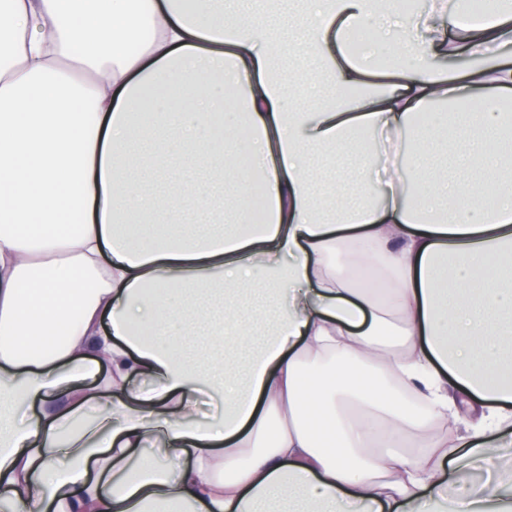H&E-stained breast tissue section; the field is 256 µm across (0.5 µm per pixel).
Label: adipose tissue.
I'll use <instances>...</instances> for the list:
<instances>
[{
  "mask_svg": "<svg viewBox=\"0 0 512 512\" xmlns=\"http://www.w3.org/2000/svg\"><path fill=\"white\" fill-rule=\"evenodd\" d=\"M268 4L0 0L12 512H512L511 480L468 481L512 445L485 429L512 404V0L477 26L445 0ZM437 98L481 109L417 124ZM146 110L180 134L142 157L154 194L126 162ZM447 139L455 175L428 162ZM185 212L221 232H133Z\"/></svg>",
  "mask_w": 512,
  "mask_h": 512,
  "instance_id": "1",
  "label": "adipose tissue"
}]
</instances>
